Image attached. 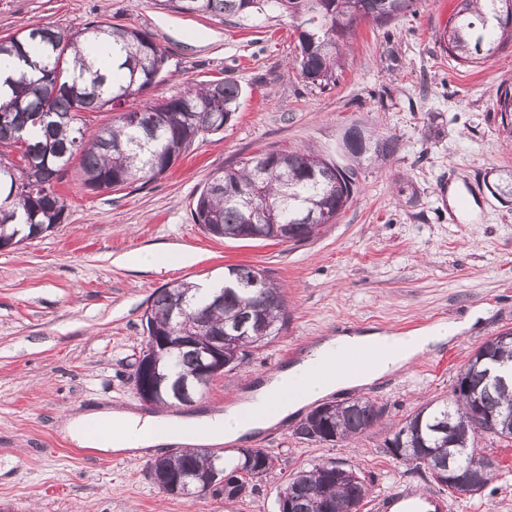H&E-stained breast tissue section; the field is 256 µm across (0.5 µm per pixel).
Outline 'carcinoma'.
<instances>
[{
	"label": "carcinoma",
	"instance_id": "carcinoma-1",
	"mask_svg": "<svg viewBox=\"0 0 512 512\" xmlns=\"http://www.w3.org/2000/svg\"><path fill=\"white\" fill-rule=\"evenodd\" d=\"M415 0H158L163 9L250 19L268 13L289 17L297 44L294 69L321 88L336 83L344 40L359 20L384 27L413 7ZM512 39V0H460L454 24L440 43L458 65L473 67ZM19 60L0 88V247L32 240L66 220V204L54 182L79 159L83 185L93 192L121 189L164 174L198 139L222 129L237 110L242 88L216 77L189 86L182 94L149 106L127 109L161 77L167 57L152 38L132 27L101 22L70 32L36 24L0 39V55ZM495 107L503 130L512 135V84L499 85ZM113 112L110 122L86 138L89 112ZM371 151L348 153L360 161L385 159L397 150L392 137L367 132ZM17 157L12 160L6 153ZM357 192L356 173L311 148H273L214 172L191 210L194 223L217 239L263 240L274 227L288 232V243L317 234L323 214L338 218ZM229 266L224 288L201 298L181 282L159 288L143 314V344L178 336L186 329L208 340L230 336L241 361L265 346L288 323L286 297L267 270ZM512 361V335H497L481 345L458 375L453 399L431 401L409 414L385 440L391 456L448 486V469L469 476L478 493L494 478V461L472 453L477 432L512 441V384L491 367ZM162 378L156 403L180 404L179 388L196 383L197 351L173 346L156 356ZM385 408L366 398L337 404L332 412L298 426L309 442L353 441L378 423ZM275 468L263 448H239L224 463L211 451L186 448L152 462L147 471L160 489L180 486L182 495L199 496V482L217 470L235 486L227 500L243 499L256 481ZM281 492L288 512H358L368 487L352 468L321 462L288 476Z\"/></svg>",
	"mask_w": 512,
	"mask_h": 512
}]
</instances>
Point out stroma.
Returning <instances> with one entry per match:
<instances>
[{
  "label": "stroma",
  "instance_id": "obj_1",
  "mask_svg": "<svg viewBox=\"0 0 512 512\" xmlns=\"http://www.w3.org/2000/svg\"><path fill=\"white\" fill-rule=\"evenodd\" d=\"M459 0H416L379 29L359 22L335 85L319 88L291 67L289 18L239 21L162 9L155 0H0V38L33 23L77 31L92 22L149 34L168 55L146 106L215 77L242 88L218 134L196 141L162 176L95 193L70 167L55 190L67 219L43 236L0 249V512H277L293 470L334 460L364 479L372 499L387 491H436L427 474L388 455L384 441L421 404L451 397L458 374L485 341L512 329V197L494 193L512 170V140L493 103L512 83V41L475 68L458 66L439 38ZM359 124L394 138L384 161L355 162L342 134ZM310 147L355 167L358 193L335 223L309 241L215 239L191 219L211 173L271 147ZM186 253L185 265L136 266L140 253ZM267 269L287 291V328L237 370L217 377L189 410L243 400L269 373L301 358L313 340L342 332L410 333L486 316L441 345L448 366L425 353L404 371L361 390L384 405L382 421L355 443L301 440L298 418L248 438L277 459L256 491L238 501L162 492L147 476L151 455L83 448L59 427L89 408L158 407L136 392L142 316L165 284L223 277L228 265ZM177 407V414H184ZM498 466L481 492L445 490L448 512H512V442L483 437Z\"/></svg>",
  "mask_w": 512,
  "mask_h": 512
}]
</instances>
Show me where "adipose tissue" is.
<instances>
[{
    "label": "adipose tissue",
    "instance_id": "obj_1",
    "mask_svg": "<svg viewBox=\"0 0 512 512\" xmlns=\"http://www.w3.org/2000/svg\"><path fill=\"white\" fill-rule=\"evenodd\" d=\"M483 316V310L476 309L464 321L438 324L405 336L369 332L325 337L304 359L271 374L238 405L221 412L170 417L142 415L124 409H93L67 417L61 430L81 447L103 453L155 451L173 443L205 446L239 442L256 431L293 417L331 393L353 391L406 368L416 357L448 342ZM350 344L371 349L386 346L390 352L364 373H342L326 378L316 375L318 364L338 357Z\"/></svg>",
    "mask_w": 512,
    "mask_h": 512
}]
</instances>
